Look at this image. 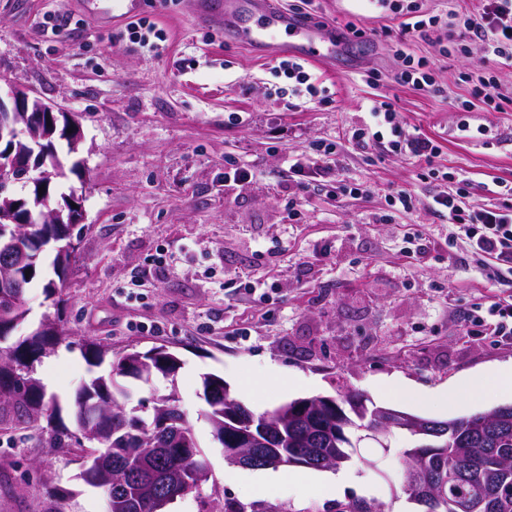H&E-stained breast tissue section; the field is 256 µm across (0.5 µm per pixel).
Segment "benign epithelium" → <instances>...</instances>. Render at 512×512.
I'll list each match as a JSON object with an SVG mask.
<instances>
[{
    "mask_svg": "<svg viewBox=\"0 0 512 512\" xmlns=\"http://www.w3.org/2000/svg\"><path fill=\"white\" fill-rule=\"evenodd\" d=\"M28 112L34 113V120L40 124L44 123L53 129L61 127L63 139L71 143L73 153L79 152V146L83 142L81 125L76 113L61 103L45 101L31 89L7 85L5 95H0V197L10 195L11 187L18 183L24 187L34 185L42 189V193L36 194L33 209L27 206V201L23 198L10 200V206L0 208V223L23 224L25 219L32 218L37 211L39 223L61 224L64 221L63 211L73 206L79 210L81 203L74 195H63L57 199L51 194V185L64 176L63 165L57 156L55 144H48L45 139L35 137L29 144L28 154L23 156L14 154L11 146L12 142L28 135L29 121L21 118V115ZM22 208L27 214L25 219L18 215ZM27 261V249L20 243L19 234L9 235L0 241V262L3 265L16 267ZM288 409L328 412L337 409V406L334 398L319 396L315 399H298L288 404ZM230 420L233 427L229 428L228 443L233 449L228 451V454L239 465L248 467L259 461L283 463L282 458L274 453V444L278 440L275 432L269 430L260 438L251 429L252 420L240 415H233ZM395 421L419 436L420 447H433L432 432L425 420L396 409L385 408H378L372 412L368 424L361 427L364 434L359 436L357 441L369 439L381 448L387 447L383 438L385 427ZM242 448L247 449V452H240ZM203 480L204 477L198 475L194 483L187 480L169 492L154 495L153 512H164V508L175 495L193 489L194 484H199ZM408 484L425 500L436 496L429 479L418 467L409 471Z\"/></svg>",
    "mask_w": 512,
    "mask_h": 512,
    "instance_id": "benign-epithelium-1",
    "label": "benign epithelium"
}]
</instances>
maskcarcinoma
<instances>
[{
  "mask_svg": "<svg viewBox=\"0 0 512 512\" xmlns=\"http://www.w3.org/2000/svg\"><path fill=\"white\" fill-rule=\"evenodd\" d=\"M31 260L11 271V276L23 285L26 292L41 274L43 252L48 241L62 242L72 238L70 224H28L21 231ZM72 257L55 254L53 265L58 281L44 284L46 297L62 295L64 276ZM23 305L0 313V414L14 413L27 424L46 420L49 445L65 448L75 433H91L90 447L99 451L101 464L95 469L81 472L83 480L107 492L115 489L116 482L130 470L137 474L133 483L127 484L120 496L124 501L133 500L136 506H124V512H151L148 497L152 490L175 484L206 469L204 454L196 434L189 423L182 424L183 433L177 448H152L150 441L164 418L171 414L176 403V392L157 394L152 399L150 414L132 413L124 408L132 399V389L127 384L125 364L140 365L152 376L169 378L180 368L179 359H167L134 347L112 352L107 346L90 341L85 344L84 357L88 365L99 367L106 357H111L109 370L79 386L73 398L74 424L71 431L62 421L56 420L59 409L56 399L46 400L40 380L34 377L37 364L53 353L63 331L54 322H46L40 329L22 340L8 343L17 330L15 323L23 319ZM213 399H205L208 406L206 418L211 426L213 439L224 438V411L232 410L239 399L235 397L224 378L217 375L212 381ZM336 420L332 414H323L313 420L310 416L289 417L275 415L269 410V426L283 432L280 453L295 458L296 466L310 469H327L329 465L315 466L313 456L336 458L340 453L351 461L357 449L342 444L336 447V432L348 439L354 438L361 422L349 411ZM448 429V446L421 448L420 457L414 462H424L431 467L439 464L455 470L463 478L446 483L438 499L429 505L432 512H454V503L460 498L479 497L485 501V512H512V421L506 424L480 426L476 416L451 418L438 422ZM339 512H385L384 504L372 500L353 499L342 505Z\"/></svg>",
  "mask_w": 512,
  "mask_h": 512,
  "instance_id": "cac0c4a2",
  "label": "carcinoma"
}]
</instances>
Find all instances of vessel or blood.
<instances>
[{
    "instance_id": "b4317fda",
    "label": "vessel or blood",
    "mask_w": 512,
    "mask_h": 512,
    "mask_svg": "<svg viewBox=\"0 0 512 512\" xmlns=\"http://www.w3.org/2000/svg\"><path fill=\"white\" fill-rule=\"evenodd\" d=\"M88 12L103 18L133 17L140 0H82ZM210 25L224 29L235 43L260 54L290 52L305 60L328 62L343 54L348 41L329 25L318 26L279 10L275 0H195Z\"/></svg>"
}]
</instances>
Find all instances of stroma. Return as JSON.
<instances>
[{"instance_id": "1", "label": "stroma", "mask_w": 512, "mask_h": 512, "mask_svg": "<svg viewBox=\"0 0 512 512\" xmlns=\"http://www.w3.org/2000/svg\"><path fill=\"white\" fill-rule=\"evenodd\" d=\"M141 8L166 31L167 53L148 55L122 38L123 23H100L77 0H0V79L61 102L78 114L83 134L82 174L54 188L78 196L85 215L72 231L77 250L64 302L45 297L42 285L55 272L44 258L17 330L26 335L46 318L63 329L35 372L63 422H73L75 390L98 373L83 357L87 341L116 352L166 347L180 369L138 387L137 396L147 403L176 389L210 479L168 512H208L214 494L254 504L257 472L243 468L237 481L225 480L203 375L223 377L257 415L340 387L439 421L500 406L470 394L468 380L511 364L512 341L463 319L512 297V283L449 242L452 227L432 200L457 184L428 170L459 172L474 205L491 203L484 185L512 182V68L495 72L504 98L496 111L471 103L463 80L481 62L479 45L445 56L441 43L419 40L412 48L435 62L436 88L415 90L394 79L395 21L370 0H316L317 20L340 30L355 24L352 56L362 65L307 63L320 98L296 108L275 92L286 80L273 59L199 25L192 0H142ZM50 11L71 15L72 25L44 33ZM372 99L390 102L402 126L440 145L434 164L352 140ZM233 112L243 122L230 121ZM464 122L485 135L463 136ZM329 143L327 172L294 188L285 158ZM232 159L255 171L248 187L225 185ZM342 179L365 181L373 192L336 199ZM396 188L411 190L413 210L390 213L386 196ZM157 256L163 263L155 267ZM402 385L425 403L397 398ZM47 432L44 424L0 420V512H105L102 491L80 476L78 447H49ZM351 467L356 480L343 492L284 482L262 501L284 512H336L348 500L374 498L386 512H422L361 461ZM52 486L59 499L49 498Z\"/></svg>"}]
</instances>
